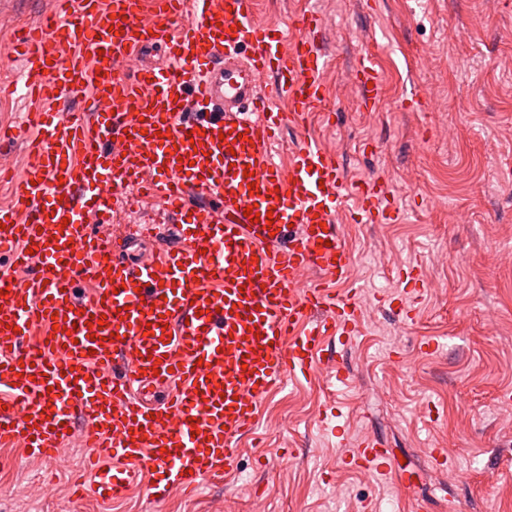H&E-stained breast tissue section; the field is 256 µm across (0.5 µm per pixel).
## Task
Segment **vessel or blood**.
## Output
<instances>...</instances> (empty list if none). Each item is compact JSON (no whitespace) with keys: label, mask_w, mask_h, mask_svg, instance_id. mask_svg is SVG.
<instances>
[{"label":"vessel or blood","mask_w":512,"mask_h":512,"mask_svg":"<svg viewBox=\"0 0 512 512\" xmlns=\"http://www.w3.org/2000/svg\"><path fill=\"white\" fill-rule=\"evenodd\" d=\"M256 0H55V10L0 49V71L24 61L34 109L0 128L30 134V159L8 179L0 208V445L52 456L77 416L95 449L94 492L118 499L156 469L165 489L223 481L239 443L255 432L262 399L305 378L327 345L365 321L353 263L334 216L348 190L344 167L306 138L288 167L270 148L284 124L322 110L325 53L314 12L291 34L259 25ZM148 46L169 64L118 70ZM272 78L279 111L259 92ZM360 108L374 110L382 77L372 55L356 69ZM83 98L67 116L53 101ZM251 177H244V170ZM160 199L178 239L148 262L125 259L159 224L123 236L93 233L140 190ZM362 222L396 221L390 195L369 180L355 190ZM215 200L201 206L196 196ZM271 222L245 217L248 206ZM32 268L19 282L15 268ZM316 278L299 287L304 272ZM103 319L93 338L91 319ZM71 330H63V323ZM43 339L33 343V327ZM343 462L393 483L390 450L363 437Z\"/></svg>","instance_id":"vessel-or-blood-1"}]
</instances>
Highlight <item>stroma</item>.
Masks as SVG:
<instances>
[{
  "instance_id": "1",
  "label": "stroma",
  "mask_w": 512,
  "mask_h": 512,
  "mask_svg": "<svg viewBox=\"0 0 512 512\" xmlns=\"http://www.w3.org/2000/svg\"><path fill=\"white\" fill-rule=\"evenodd\" d=\"M54 0H11L0 10V48L49 15ZM325 17L322 44L332 121L312 114L284 127L274 146L287 164L305 136L339 154L348 185L387 184L401 221L363 224L349 199L340 219L353 254L348 287L366 321L328 365L262 403L256 440H245L227 485L156 498L143 485L121 501L70 497L74 433L50 460L0 447V512H512V0H258L259 23L287 30L295 14ZM383 75L373 112L337 96L360 55ZM427 284L411 320L392 304L400 270ZM340 406L342 436L323 423ZM371 435L402 461L405 486L386 484L342 459ZM448 449L434 472L428 452Z\"/></svg>"
}]
</instances>
